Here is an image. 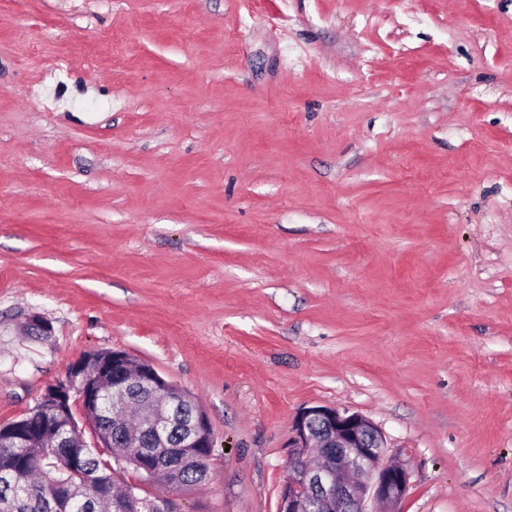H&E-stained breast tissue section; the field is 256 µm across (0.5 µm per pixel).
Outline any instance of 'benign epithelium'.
<instances>
[{
    "mask_svg": "<svg viewBox=\"0 0 512 512\" xmlns=\"http://www.w3.org/2000/svg\"><path fill=\"white\" fill-rule=\"evenodd\" d=\"M89 362L83 358L72 363L65 377L46 388L38 401L39 408L47 412L43 436L61 434L64 421L77 432L74 464L88 444L83 428L67 415L68 401L77 379L88 375ZM95 369L103 378L112 379L114 389L122 390L133 381L148 388L159 403L154 428L158 432L167 429L169 411L181 400V388L150 364L130 377L121 350L108 362L95 364ZM181 447L192 454L197 448L214 447L204 410L186 426ZM288 447V476L281 487L279 512H400L410 484V460L390 454L386 435L365 416L326 406L305 408L291 422Z\"/></svg>",
    "mask_w": 512,
    "mask_h": 512,
    "instance_id": "benign-epithelium-1",
    "label": "benign epithelium"
}]
</instances>
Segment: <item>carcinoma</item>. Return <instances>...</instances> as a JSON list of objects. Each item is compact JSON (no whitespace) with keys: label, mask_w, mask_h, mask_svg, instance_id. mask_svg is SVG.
Instances as JSON below:
<instances>
[{"label":"carcinoma","mask_w":512,"mask_h":512,"mask_svg":"<svg viewBox=\"0 0 512 512\" xmlns=\"http://www.w3.org/2000/svg\"><path fill=\"white\" fill-rule=\"evenodd\" d=\"M151 392L141 387H131L114 396L103 392L98 409L88 418L99 431L105 448H89L83 454L79 469L70 465L71 440L59 438L48 440L40 448H20L0 444V453H9V477L0 474V501L9 505L12 512H49L48 501L69 505L67 512H107L103 505L88 511L76 503L92 496L93 489L109 484L115 491L123 493L131 484H121L118 469L111 467L110 460L123 458V465L130 466L142 474L143 479L159 485L164 484L162 474L153 471L155 457L141 456L138 448L154 450L163 445L175 447L178 432L160 439L151 429H141L142 422L151 413ZM123 406L130 412L129 425L125 432L112 431V407ZM204 469L189 463L181 473V488L190 490L205 482Z\"/></svg>","instance_id":"obj_1"}]
</instances>
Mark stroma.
I'll return each instance as SVG.
<instances>
[{
    "mask_svg": "<svg viewBox=\"0 0 512 512\" xmlns=\"http://www.w3.org/2000/svg\"><path fill=\"white\" fill-rule=\"evenodd\" d=\"M101 350L208 417L176 512H278L317 405L512 512V0H0V426Z\"/></svg>",
    "mask_w": 512,
    "mask_h": 512,
    "instance_id": "35a3bbf8",
    "label": "stroma"
}]
</instances>
